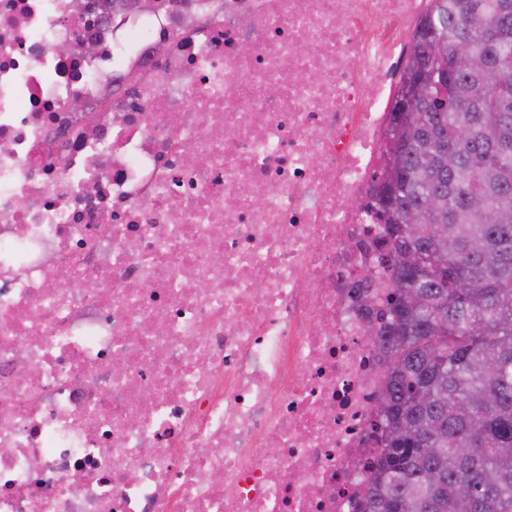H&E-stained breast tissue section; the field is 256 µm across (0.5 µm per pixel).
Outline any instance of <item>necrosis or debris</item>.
<instances>
[{
	"mask_svg": "<svg viewBox=\"0 0 512 512\" xmlns=\"http://www.w3.org/2000/svg\"><path fill=\"white\" fill-rule=\"evenodd\" d=\"M157 2L0 0V512H353L423 0Z\"/></svg>",
	"mask_w": 512,
	"mask_h": 512,
	"instance_id": "1",
	"label": "necrosis or debris"
}]
</instances>
